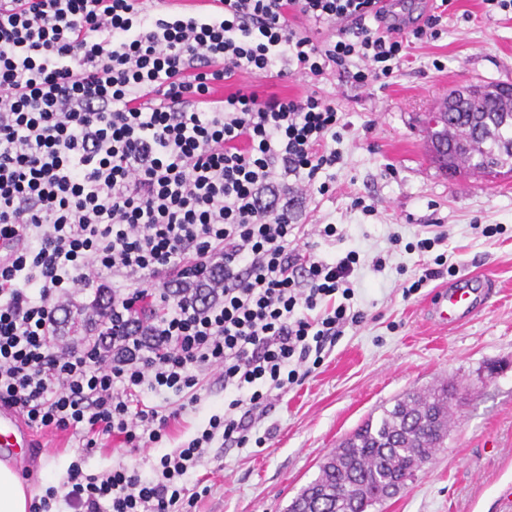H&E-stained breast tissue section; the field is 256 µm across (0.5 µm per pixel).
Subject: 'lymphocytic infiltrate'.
Segmentation results:
<instances>
[{"instance_id":"lymphocytic-infiltrate-1","label":"lymphocytic infiltrate","mask_w":512,"mask_h":512,"mask_svg":"<svg viewBox=\"0 0 512 512\" xmlns=\"http://www.w3.org/2000/svg\"><path fill=\"white\" fill-rule=\"evenodd\" d=\"M170 2L0 0V404L84 450H137L203 382L231 396L150 476L86 479L75 461L31 512H190L189 471L245 447L275 392L361 322L344 303L357 254L323 259L297 233L340 161L335 105L215 92L240 72L388 78L443 20L402 37L375 0Z\"/></svg>"}]
</instances>
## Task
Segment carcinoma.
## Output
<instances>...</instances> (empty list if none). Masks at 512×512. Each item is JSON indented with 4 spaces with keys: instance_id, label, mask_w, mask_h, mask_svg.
I'll use <instances>...</instances> for the list:
<instances>
[{
    "instance_id": "1",
    "label": "carcinoma",
    "mask_w": 512,
    "mask_h": 512,
    "mask_svg": "<svg viewBox=\"0 0 512 512\" xmlns=\"http://www.w3.org/2000/svg\"><path fill=\"white\" fill-rule=\"evenodd\" d=\"M464 109L448 112V162L455 164L460 141L487 164L512 173L499 148L512 144V85L489 83L470 87ZM448 388L426 394L408 393L368 419L319 466L318 476L293 499L288 512H368L383 505L387 487L400 490L414 477L415 455L440 447L448 428Z\"/></svg>"
}]
</instances>
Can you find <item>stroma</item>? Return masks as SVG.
Instances as JSON below:
<instances>
[{
  "instance_id": "stroma-1",
  "label": "stroma",
  "mask_w": 512,
  "mask_h": 512,
  "mask_svg": "<svg viewBox=\"0 0 512 512\" xmlns=\"http://www.w3.org/2000/svg\"><path fill=\"white\" fill-rule=\"evenodd\" d=\"M488 82L512 84V10L484 0H453L439 37L411 45L387 79L362 85L331 69L312 79L241 73L231 80V89L263 98L319 92L346 122L332 144L341 161L329 171V190L308 198L304 238L329 261L358 252L350 304L364 318L275 400L259 426L261 443L220 449L190 474L189 484L208 488L196 512H286L363 422L406 393L440 384L457 392L448 437L381 512H512V176H448L431 159L424 126L425 113L440 104L439 89ZM358 198L374 212L355 207ZM319 224L336 225L339 238L317 235ZM489 224L501 225V233L485 236ZM441 230L444 242L417 249L418 240ZM439 255L448 272L404 294ZM379 256L385 266L378 271L372 261ZM468 276L492 281L485 304L458 324H441L430 312L435 298ZM223 410L224 390L214 386L153 447L87 453L58 435L13 468L37 497L59 485L74 460L89 474L117 461L142 466Z\"/></svg>"
}]
</instances>
